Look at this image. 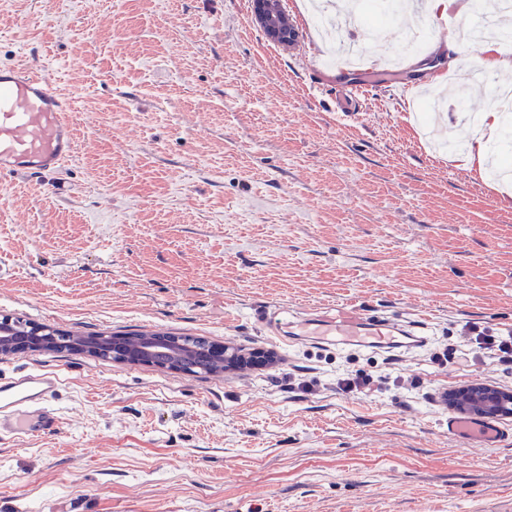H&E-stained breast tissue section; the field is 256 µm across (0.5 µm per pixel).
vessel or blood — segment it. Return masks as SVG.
<instances>
[{
	"instance_id": "obj_1",
	"label": "vessel or blood",
	"mask_w": 512,
	"mask_h": 512,
	"mask_svg": "<svg viewBox=\"0 0 512 512\" xmlns=\"http://www.w3.org/2000/svg\"><path fill=\"white\" fill-rule=\"evenodd\" d=\"M69 104L51 79L34 69L0 65V177L41 178L60 171L76 154ZM291 335L317 345H356L375 350H411L430 337L426 324L368 313L340 304L331 316L308 315L289 322ZM61 378L57 371L14 372L0 376V441L51 438L61 434L54 408ZM448 435L468 444L495 447L512 436L496 416H448Z\"/></svg>"
}]
</instances>
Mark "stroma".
I'll return each mask as SVG.
<instances>
[{
	"instance_id": "stroma-1",
	"label": "stroma",
	"mask_w": 512,
	"mask_h": 512,
	"mask_svg": "<svg viewBox=\"0 0 512 512\" xmlns=\"http://www.w3.org/2000/svg\"><path fill=\"white\" fill-rule=\"evenodd\" d=\"M312 2L283 0L285 50L253 0H0V64L51 75L78 117L60 173L0 181V316L275 356L206 375L0 356L59 372L64 423L0 444V512H512V440L449 439L443 398L512 393V365L461 358L469 328L512 331V186L443 151L486 111L479 44L435 67L445 31L401 59L402 13L360 23L354 77H379L354 103ZM340 302L427 321L431 341L323 351L259 321ZM361 370L378 392L337 388Z\"/></svg>"
}]
</instances>
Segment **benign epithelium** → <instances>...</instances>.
Instances as JSON below:
<instances>
[{
    "label": "benign epithelium",
    "instance_id": "obj_1",
    "mask_svg": "<svg viewBox=\"0 0 512 512\" xmlns=\"http://www.w3.org/2000/svg\"><path fill=\"white\" fill-rule=\"evenodd\" d=\"M255 21L266 39L284 48L290 47L295 33L288 14L283 8V0H254ZM110 348V354L119 362L146 364L174 371L183 369L200 370L208 364L234 367L241 360L240 353L230 350L227 344H185L178 338L166 333L151 332L129 342L124 336H116L111 342L96 336L93 341L77 339L62 341L59 336L39 327L19 329L13 319H0V355H12L24 352H61L93 356L100 348ZM482 406V411L491 412L499 395L488 389L474 390L468 397Z\"/></svg>",
    "mask_w": 512,
    "mask_h": 512
}]
</instances>
